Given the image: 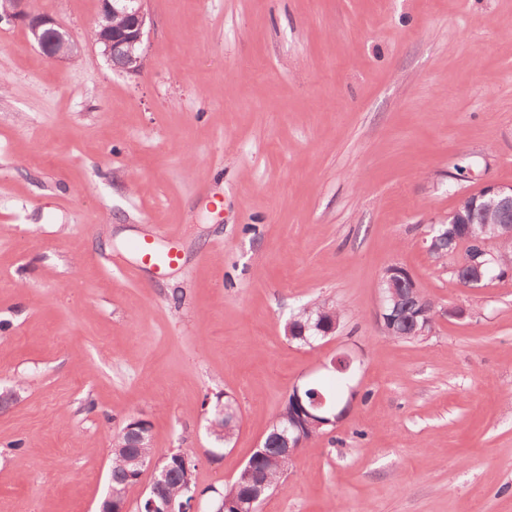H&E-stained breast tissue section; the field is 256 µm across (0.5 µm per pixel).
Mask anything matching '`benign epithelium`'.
I'll use <instances>...</instances> for the list:
<instances>
[{"mask_svg":"<svg viewBox=\"0 0 512 512\" xmlns=\"http://www.w3.org/2000/svg\"><path fill=\"white\" fill-rule=\"evenodd\" d=\"M146 0H100L97 17L93 21L94 42L101 55L111 65L128 74L143 71L147 62L144 43L148 14ZM20 24L26 31L31 43L49 60L60 63H72L80 50L73 42L69 31L53 16L36 11L31 0H0V22ZM484 215L492 217L500 229L499 238L512 239V185L501 186L490 183L479 191L463 196L458 205L448 213V224L466 225V232L473 234L474 227L468 217ZM409 284L416 290L417 316L422 322L416 325V334L428 337L435 325L434 305L422 291L418 281L401 265L390 264L382 272L379 281L381 295L377 315L381 329L387 335L393 331L395 319L400 309L401 298L395 285ZM355 393L349 387L344 401H327L322 395L304 399L300 395V385L292 387L289 395L294 397L296 409L288 415L286 421H277L281 446L288 453V461H293L307 443L304 433L314 425L325 421L337 424L349 410ZM239 420V408L233 398L216 407L215 420L209 429L220 423H232ZM128 444L134 448L152 447V435L149 428L137 420L129 422L121 430ZM146 469L151 472L148 490L142 496L144 505L137 506V512H197V489H191L185 498L176 501L169 498L166 483L170 467H160V462L152 461ZM116 495L107 489L99 503L97 512H127L126 502L115 503Z\"/></svg>","mask_w":512,"mask_h":512,"instance_id":"1","label":"benign epithelium"}]
</instances>
